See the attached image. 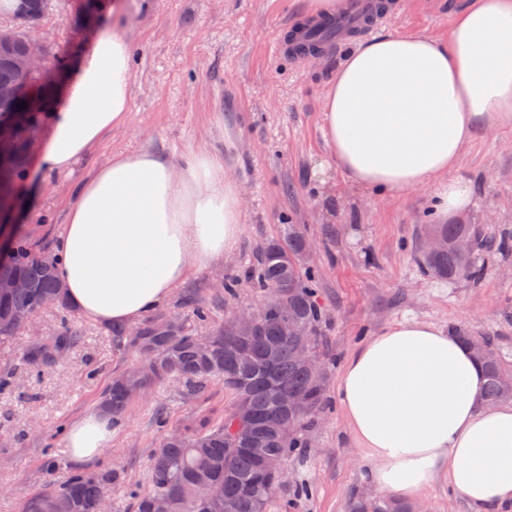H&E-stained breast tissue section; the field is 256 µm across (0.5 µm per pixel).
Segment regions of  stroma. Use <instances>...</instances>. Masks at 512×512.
Wrapping results in <instances>:
<instances>
[{"mask_svg": "<svg viewBox=\"0 0 512 512\" xmlns=\"http://www.w3.org/2000/svg\"><path fill=\"white\" fill-rule=\"evenodd\" d=\"M125 26L134 42L131 112L124 128L112 131L69 173L40 174L33 210L17 207L14 221L26 225L38 251L51 252L73 187L118 152L153 150L177 159L204 149L224 158V170L239 186L243 233L231 256L192 274L162 306L164 314L186 315L193 297L210 303L212 322L242 308H259L268 294L240 282L235 293L220 283L254 264L261 248L299 225L313 250L325 319L321 327L336 358L328 376L330 398L303 437L305 454L285 463L283 485L267 512H350L354 499H378L366 481L363 451L354 442L334 386L347 358L367 338L406 317L443 328L462 326L494 338L512 357V254L488 249L477 263L478 283L441 281L418 264L434 218L429 188L382 196L353 183L331 159L322 136L324 95L347 54L359 45L324 44L319 53L275 52L278 40L308 24V0H123ZM474 0H400L383 30L424 33L444 39L453 18ZM79 0H62L35 28L52 50L68 52L66 77L110 24L100 12L94 29L78 14ZM471 182L475 203L452 216L455 224H477L484 232L512 235V131L475 138L454 170ZM61 311L39 312L28 330L0 349V374L13 378L15 392L0 393V512H23L26 501L46 485L44 449L60 461L54 477L74 467L116 471V512H130L128 489H148L149 459L162 439L156 412L169 429L217 418L232 405L222 383L200 396H184L173 382L157 384L133 401L112 430V444L90 463H77L64 445V431L96 413L97 400L115 372L134 368V354L116 350L105 325L70 313L69 327L80 341L67 359L34 375L22 352L33 335L53 333ZM309 494L298 497L297 491Z\"/></svg>", "mask_w": 512, "mask_h": 512, "instance_id": "obj_1", "label": "stroma"}]
</instances>
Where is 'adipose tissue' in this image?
<instances>
[{"instance_id": "1", "label": "adipose tissue", "mask_w": 512, "mask_h": 512, "mask_svg": "<svg viewBox=\"0 0 512 512\" xmlns=\"http://www.w3.org/2000/svg\"><path fill=\"white\" fill-rule=\"evenodd\" d=\"M130 36L104 32L49 114L37 155L68 173L130 110ZM512 130V0H477L441 40L383 32L345 60L323 103L331 158L360 187L398 195L430 187L444 215L467 210L472 187L453 171L479 134ZM239 192L209 151L173 160L117 153L76 187L55 275L80 314L133 323L191 271L230 253L242 233ZM485 377L469 348L415 318L364 341L341 370L336 399L380 493L418 499L438 474L478 512H512V404L481 402ZM112 441L98 415L64 439L79 458Z\"/></svg>"}]
</instances>
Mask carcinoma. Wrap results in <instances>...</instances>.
Masks as SVG:
<instances>
[{
  "label": "carcinoma",
  "mask_w": 512,
  "mask_h": 512,
  "mask_svg": "<svg viewBox=\"0 0 512 512\" xmlns=\"http://www.w3.org/2000/svg\"><path fill=\"white\" fill-rule=\"evenodd\" d=\"M23 2L19 16V36L9 49H0V85L15 84L18 74L10 58L22 53L29 41V27L43 19L56 0H0V14L14 13ZM53 70L32 81L33 98L38 106L28 112L17 108V102L0 104V117L19 116L15 125L16 152L7 167L0 170V195H15V183L22 173L31 124L40 123L51 103ZM431 234L441 237L447 247L434 253L417 249L421 267L429 274L448 280L468 279L477 282L482 269L475 254L486 247L481 232L474 224H431ZM12 251L0 258V280L16 277L30 281L27 293L0 296V319L35 315L53 306L69 311L67 300L58 296L54 287L55 273L51 257L37 252L29 243L22 225L11 229ZM461 238L474 242V250L460 255L455 243ZM305 237L296 225H288L281 236L269 240L261 249L255 270L254 285L271 293L261 309L258 327L239 335L234 327L222 325L202 335L188 329L177 317L162 315L139 326L115 325L111 329L112 344L137 357L152 354V370L139 373L145 387L177 378L188 396L201 392L209 380L223 382L234 396V404L248 402L256 421L247 423L236 416V408L224 412L215 422L203 419L189 432H167L153 452L148 469L150 491L133 492V512H153V502L162 498L168 512H214L199 481L203 476L224 489V499L231 512H266L270 498L261 476L260 462L250 449V441L258 433L266 434L265 453L285 460L304 448L300 431L321 411L326 402L324 380L336 358L317 353L319 327L324 310L319 301L318 281L312 267L303 263ZM191 318L199 325L211 321V305L200 301L186 302ZM290 318L306 331L304 336L285 335L283 318ZM456 337L466 344L483 368L486 382L482 402L495 406L512 401V361L501 355L494 340L474 336L464 328L454 329ZM79 342L68 327L27 345L23 357L28 369L41 374L62 363ZM276 348L280 358L275 370L267 372L264 361L268 350ZM306 348L317 359L321 372H308L296 362L293 353ZM135 394L118 373L99 397L97 409L112 417L117 425L124 417ZM115 475L102 468L89 473L71 470L64 479L51 481L25 504V512H98L103 488L112 487ZM356 512H410L395 498H382L372 504L357 506Z\"/></svg>",
  "instance_id": "cac0c4a2"
}]
</instances>
